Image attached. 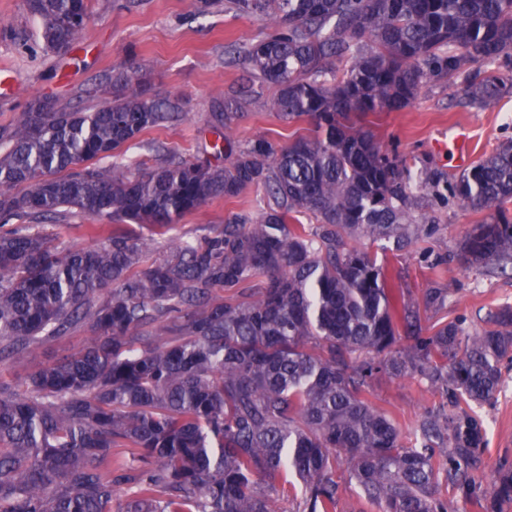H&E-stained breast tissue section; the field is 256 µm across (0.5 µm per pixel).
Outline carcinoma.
<instances>
[{
    "label": "carcinoma",
    "instance_id": "obj_1",
    "mask_svg": "<svg viewBox=\"0 0 512 512\" xmlns=\"http://www.w3.org/2000/svg\"><path fill=\"white\" fill-rule=\"evenodd\" d=\"M263 23L245 49L252 84L224 98L220 168L171 160L132 172L96 161L185 104L157 100L135 77H113L112 102L60 112L36 101L0 130V359L76 325L93 333L70 359L34 374L23 393L0 382V512H273L280 483L303 490L302 512H336L337 459L380 512H456L440 474L467 497L485 447L461 403L486 402L512 355V307L469 334L457 322L408 348L389 312L386 269L348 240L409 239L405 161L383 150L362 119L400 112L433 80L455 81L467 62L512 65V0H227ZM51 48L81 35L87 0H30ZM347 58L342 67L333 58ZM268 87V110L306 117L313 134L286 144L256 137L233 148L246 98ZM505 84L466 79L482 107ZM266 193L254 219L235 217L168 258L114 232L93 247L58 249L29 219L76 208L94 218L169 228L205 201ZM488 215L461 247L466 263L512 267V144L446 184ZM310 213L315 229L292 224ZM20 224L9 229L11 220ZM226 296L217 298L214 290ZM428 372L448 415L428 417L423 444L402 442L392 417L364 397L379 375ZM448 442L439 461L431 442ZM139 464L112 478V449ZM490 509L512 502V470L490 478Z\"/></svg>",
    "mask_w": 512,
    "mask_h": 512
}]
</instances>
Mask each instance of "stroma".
Listing matches in <instances>:
<instances>
[{"instance_id": "stroma-1", "label": "stroma", "mask_w": 512, "mask_h": 512, "mask_svg": "<svg viewBox=\"0 0 512 512\" xmlns=\"http://www.w3.org/2000/svg\"><path fill=\"white\" fill-rule=\"evenodd\" d=\"M259 31L258 21L237 16L224 0H213L207 8L200 0H89L79 39L73 46L52 50L44 43L29 0H0V68L10 70L14 79L10 97L0 100V128L13 124L39 98H50L61 111H85L111 102L112 76L124 70L141 79L152 95L182 99L186 113L124 146L119 161L135 169L155 167L171 157L207 156L223 164L216 150L214 115L223 111L225 94L244 81L243 50ZM267 98L263 92L244 103L233 129L235 141L263 136L282 144L309 134L308 121L287 123L269 112ZM367 121L384 150L406 158L409 165L406 179L414 222L408 245L399 249L390 240L363 242L387 266L389 308L402 345L412 343L405 319L410 308L418 311L426 335L434 325L454 320L462 321L468 331H482L498 308L512 306V272L468 267L460 243L481 213L434 195L422 182L461 175L450 155L433 148L434 140L450 135L455 125L467 126L478 159L512 140V92L476 108L467 104L462 85L434 81L403 111L376 112ZM263 206V191L249 187L234 199L207 201L167 233L142 227L140 237L148 245L145 258L162 259L175 244L207 234L236 216L257 217ZM92 222V217L71 209L38 219L37 225L52 245L86 247L101 241L90 231ZM430 293L437 296L431 304L426 301ZM89 336L87 328L78 327L36 346L23 360H0V381L26 390L33 374L77 352ZM500 368L502 383L494 398L465 407L485 429L482 463L474 473L481 491L495 471L512 469V360H502ZM365 396L395 418L408 446L419 437L425 416L448 412L442 387L419 374L375 379Z\"/></svg>"}]
</instances>
